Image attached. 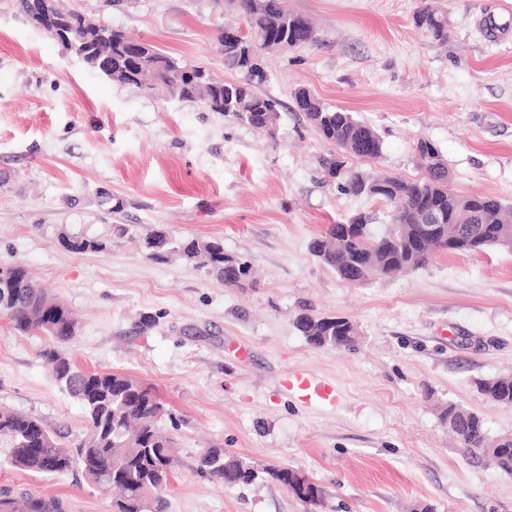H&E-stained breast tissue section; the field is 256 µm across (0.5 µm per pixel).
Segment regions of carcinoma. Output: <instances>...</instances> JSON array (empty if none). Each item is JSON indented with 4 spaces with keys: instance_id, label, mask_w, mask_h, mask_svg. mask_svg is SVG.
<instances>
[{
    "instance_id": "obj_1",
    "label": "carcinoma",
    "mask_w": 512,
    "mask_h": 512,
    "mask_svg": "<svg viewBox=\"0 0 512 512\" xmlns=\"http://www.w3.org/2000/svg\"><path fill=\"white\" fill-rule=\"evenodd\" d=\"M245 25L239 42L227 43L224 33L216 37L217 48L224 49V65L241 74L232 81L212 78L202 66L182 63L161 53L154 45L138 49L127 33L100 26L81 16L82 36L95 38L112 34V42L101 47L112 51V57L124 56L122 67L112 70V80L143 93L163 88L171 96L185 102H202L212 112L265 132L277 138L281 119L280 102L258 93L266 82L250 57L259 58L267 50L294 49L315 40L312 22L285 6V0H230ZM414 24L426 39L444 42L449 38L448 14L431 0H421ZM297 109L320 137L335 146L338 153L323 161L327 177L336 180L337 189L346 195L364 196L390 207L385 231L368 232L373 216L354 215L348 223L358 226L355 237L336 240L334 225L314 238L310 253L345 279V269L363 251L373 255L374 265L368 269L371 279H383L396 273L424 268L435 253L425 240L423 224L427 212L438 216L448 235L467 224H492L501 229L504 242L492 241L482 246L487 251L502 248L512 240V205L498 197L467 195L448 188V169L435 146L425 140L416 144L423 161V174L406 179L394 174L374 175L356 167L348 159L367 160L364 145L372 143L376 154H383L379 135L353 113L330 107L304 88L294 91ZM146 257L165 263L178 257L193 268L216 278L227 287H241L251 278L250 264L242 257L224 251L220 239L175 237L167 229L158 228L142 239ZM62 247L75 254L102 252L108 241L81 235H68ZM22 287L6 288L10 303L0 305L13 329L21 334L46 333L48 343L41 357L52 366V377L62 389L78 400L84 411L87 431L84 437L64 445L38 419L14 410L0 411V447L7 449L5 463L14 469L39 475L40 456L28 451L30 434L42 432L52 440L51 451L63 459L59 473L79 470L89 483L94 477L87 466L94 464L112 471V485L117 495L112 499V512H166L164 490L157 475L170 467L176 442L161 428L167 415L164 403L146 383L124 373L91 371L79 368L68 351L77 330V320L52 309L55 300L40 288L26 269H20ZM297 330L315 347L336 345V337L350 347L356 340V328L346 318L301 314ZM480 390L491 400L512 406V379L493 378L479 382ZM443 423L458 438L464 454L472 459H488L507 475H512V436L490 440L480 415L448 404L443 410ZM205 475L227 486L249 485L258 473L247 460L213 447L200 459ZM269 476L296 490L307 483L310 496L296 498L316 512L323 505L325 491L297 469L287 467L269 471ZM0 512H65L63 503L27 492L12 498L0 491Z\"/></svg>"
}]
</instances>
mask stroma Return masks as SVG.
Here are the masks:
<instances>
[{
	"label": "stroma",
	"instance_id": "35a3bbf8",
	"mask_svg": "<svg viewBox=\"0 0 512 512\" xmlns=\"http://www.w3.org/2000/svg\"><path fill=\"white\" fill-rule=\"evenodd\" d=\"M450 37L423 38L419 0H286L317 39L265 56L261 93L279 99L278 140L199 103L144 94L91 70L0 0V265L21 264L78 317L67 349L80 367L135 376L171 417L178 459L168 512H308L268 474L302 471L326 491L324 512H512V476L465 457L440 420L453 403L490 437L512 434V407L479 381L512 376V251L439 252L427 267L352 285L308 249L328 225L383 203L324 176L334 148L293 100L305 88L353 112L383 141L369 169L407 179L431 142L458 193L512 199V0H439ZM96 22L224 80L215 44L235 24L226 0H65ZM502 27L489 36V22ZM130 234L115 237V225ZM218 238L255 281L228 288L182 260L146 258L139 236ZM111 239L73 254L61 233ZM349 319V348L311 346L303 309ZM47 339L0 316V408L29 414L69 443L79 402L52 379ZM334 387L333 401L286 388L288 373ZM213 445L261 472L227 487L198 470ZM112 512L109 493L72 471L0 467V490Z\"/></svg>",
	"mask_w": 512,
	"mask_h": 512
}]
</instances>
